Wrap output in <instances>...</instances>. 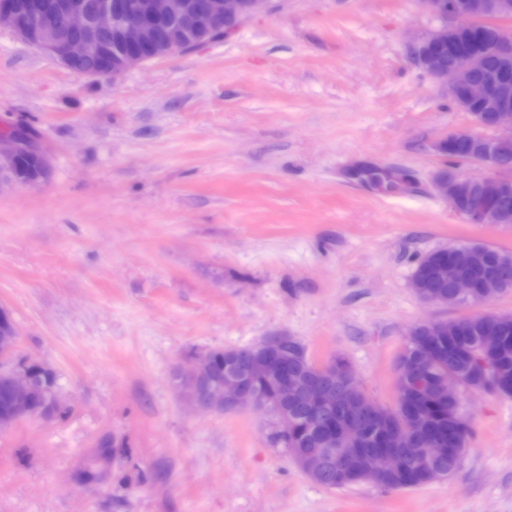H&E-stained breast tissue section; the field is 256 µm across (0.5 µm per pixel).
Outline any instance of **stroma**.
Returning a JSON list of instances; mask_svg holds the SVG:
<instances>
[{"mask_svg":"<svg viewBox=\"0 0 512 512\" xmlns=\"http://www.w3.org/2000/svg\"><path fill=\"white\" fill-rule=\"evenodd\" d=\"M437 24L422 0H269L116 77L0 28V131L50 158L39 186L0 188V307L16 364L53 371L66 412L0 433V512H512V398L463 394L460 469L385 492L316 483L267 415L197 411L174 384L197 356L287 336L392 407L409 327L512 315V291L445 306L411 286L441 247L512 253V225L468 223L434 187L435 143L472 124L412 58Z\"/></svg>","mask_w":512,"mask_h":512,"instance_id":"35a3bbf8","label":"stroma"}]
</instances>
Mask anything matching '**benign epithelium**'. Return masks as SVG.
I'll list each match as a JSON object with an SVG mask.
<instances>
[{
    "label": "benign epithelium",
    "instance_id": "1",
    "mask_svg": "<svg viewBox=\"0 0 512 512\" xmlns=\"http://www.w3.org/2000/svg\"><path fill=\"white\" fill-rule=\"evenodd\" d=\"M268 0H142L131 8L126 0H0V24H7L25 44L67 69L87 76H119L153 60L188 51L207 42L208 33L222 29L233 35L242 23ZM425 7L441 20L436 29L417 38L412 53L418 66L448 90V99L460 110L476 104L493 113L485 126L487 136L462 129L443 144L479 140L482 152L456 158L438 171L435 185L451 207L465 201L463 215L471 224H508L495 201L512 193V167L503 163L504 150L512 148V0H424ZM493 21V69L483 78L475 73L486 68L484 56L462 44L463 28L481 30ZM112 37L118 50L101 58L103 39ZM446 52L456 62L443 65L435 56ZM27 156L37 158L40 171L25 179L11 176L15 163ZM474 162L489 170L480 178L466 176L460 165ZM49 159L28 136L16 132L0 136V187L34 186L43 181ZM448 255V283L455 299L477 302L476 285L457 274L472 250L467 245L441 248ZM18 331L0 329V376L11 383L13 414L0 418V432L27 417H52L46 407H36V382L12 362ZM247 375L224 374L221 384L209 383L212 365L208 355L195 359L189 371L179 374L182 396L198 408L222 412L251 407L272 416L277 432L288 434L294 418L290 406L301 402L320 413L340 409L344 422L342 442L360 456L358 477L378 485L395 477L402 468L400 449L410 448L408 421L417 414L410 408L398 424L359 386L347 362H312L307 355L294 361L265 352H251L245 359ZM397 391L425 393L434 388L422 382L418 369L402 359L396 371ZM443 395L460 404L461 387L456 378L440 384ZM296 464L312 473L324 470V449L298 450Z\"/></svg>",
    "mask_w": 512,
    "mask_h": 512
}]
</instances>
